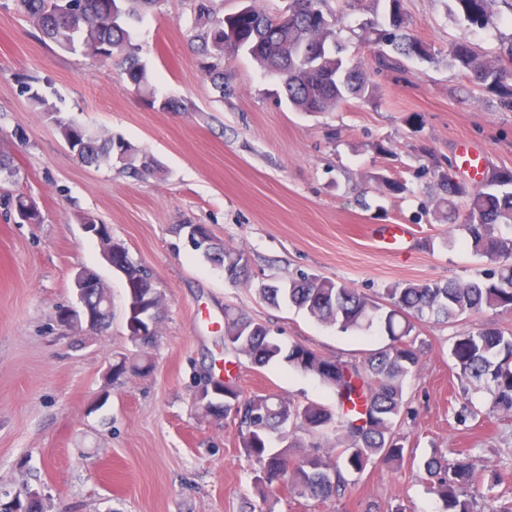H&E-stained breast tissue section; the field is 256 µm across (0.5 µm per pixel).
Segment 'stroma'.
<instances>
[{
    "label": "stroma",
    "mask_w": 512,
    "mask_h": 512,
    "mask_svg": "<svg viewBox=\"0 0 512 512\" xmlns=\"http://www.w3.org/2000/svg\"><path fill=\"white\" fill-rule=\"evenodd\" d=\"M414 34L434 57L407 59L374 74L378 102L353 99L334 111L290 108L277 81L243 54L226 58L224 96L199 69L185 0H163L132 28L156 98L184 102L164 112L124 88L116 65L100 66L43 41L12 7H0V145L24 175L18 188L37 202L39 224L0 217V498L23 487L44 496L45 512H250L260 499L253 462L237 447L233 420L197 410L195 381L230 363L244 394L275 392L331 407L332 389L279 362L265 367L224 350V308L267 323L283 346L360 359L386 342L378 326L343 333L292 306L262 301L271 278L305 271L375 295L396 282L466 281L494 270L462 244L446 219H425L439 195L418 177L430 157L458 161L463 146L486 164L512 170V111L449 66L459 39L495 53L512 45V9L470 25L455 0H403ZM387 0H364L337 27L345 56L369 60L363 32L386 28ZM35 79L64 115L122 135L163 166L140 179L81 163L44 114L31 111L18 77ZM391 149L383 155L376 143ZM383 174L405 194H381ZM109 226L114 241L148 267L164 302L148 353L154 369L111 382L114 359L133 354L123 276L103 259L78 214ZM206 224L246 252L250 278L229 284L172 229ZM408 229L403 250L386 253L374 236ZM94 270L112 296L108 328L61 330L57 310L76 305L71 276ZM464 323L427 320L420 364L405 382L414 417L400 426L408 452L397 469H366L340 503L320 505L282 492L272 512H441L419 465L433 452L470 453L499 473L494 493L512 502V417L489 412L480 383L461 382L450 354ZM477 419L459 422L462 401Z\"/></svg>",
    "instance_id": "35a3bbf8"
}]
</instances>
